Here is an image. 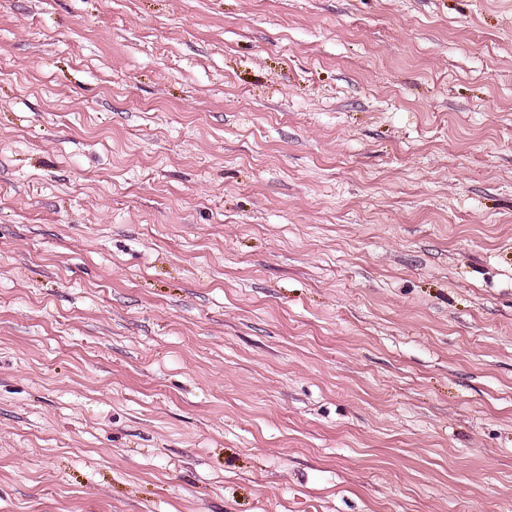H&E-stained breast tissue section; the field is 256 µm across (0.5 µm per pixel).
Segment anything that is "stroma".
I'll use <instances>...</instances> for the list:
<instances>
[{
    "mask_svg": "<svg viewBox=\"0 0 512 512\" xmlns=\"http://www.w3.org/2000/svg\"><path fill=\"white\" fill-rule=\"evenodd\" d=\"M0 512H512V0H0Z\"/></svg>",
    "mask_w": 512,
    "mask_h": 512,
    "instance_id": "1",
    "label": "stroma"
}]
</instances>
